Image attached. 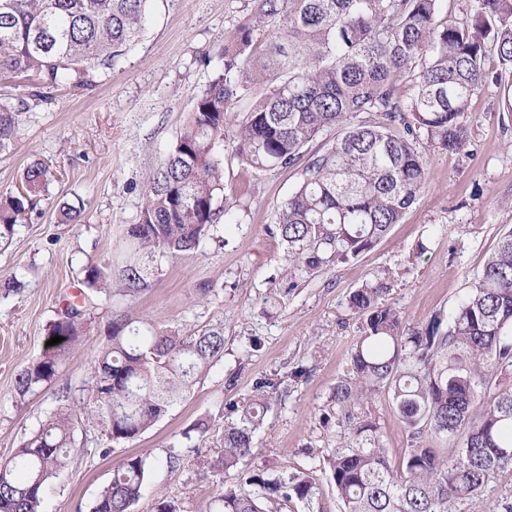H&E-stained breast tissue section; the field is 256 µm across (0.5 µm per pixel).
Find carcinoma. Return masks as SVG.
<instances>
[{
    "label": "carcinoma",
    "instance_id": "1",
    "mask_svg": "<svg viewBox=\"0 0 512 512\" xmlns=\"http://www.w3.org/2000/svg\"><path fill=\"white\" fill-rule=\"evenodd\" d=\"M151 0H0V81L24 74L37 83L0 94V152L13 146L23 117L51 100L63 80L92 85L97 71L142 37ZM224 33L222 69L141 188L136 222L126 225L115 262L85 268L82 284L136 300L154 284L162 262L186 259L229 213L223 205L224 145L258 170H298L278 208L276 233L296 272L371 250L402 223L428 178L420 141L448 152L470 146L468 104L492 89L512 114V0H471L470 18L442 16L444 0H256ZM270 22L266 40L256 36ZM500 69L485 68L487 52ZM414 87L401 96L402 82ZM378 115L379 122L362 119ZM322 149L304 156L317 139ZM53 177L29 163L14 190L0 191V241L9 240ZM378 278L349 295L363 335L334 387L342 445L327 456L340 512H454L512 471V231L475 279L448 322L438 315L409 327L387 303ZM92 327L69 302L46 328L63 338L15 379L23 398L57 377L62 358ZM103 342L86 396L57 408L0 465V512H41L45 489L70 464L79 423L102 421L106 444L137 439L204 378L224 355V329L194 336L158 328L127 308L97 325ZM281 382L261 379L256 399L228 403L239 413L224 430V456L212 468L237 469V487L216 493L209 512H287L317 494L313 468L284 475L246 466L254 433ZM391 400L409 431L401 469L386 461L380 424L366 405ZM206 423L183 433L166 455L178 470L183 449L198 452ZM444 436L448 447L427 439ZM152 461L130 454L114 469L91 512H131L143 496Z\"/></svg>",
    "mask_w": 512,
    "mask_h": 512
}]
</instances>
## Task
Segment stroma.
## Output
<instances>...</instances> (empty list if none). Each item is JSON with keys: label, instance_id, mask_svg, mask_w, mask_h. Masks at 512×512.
Returning a JSON list of instances; mask_svg holds the SVG:
<instances>
[{"label": "stroma", "instance_id": "35a3bbf8", "mask_svg": "<svg viewBox=\"0 0 512 512\" xmlns=\"http://www.w3.org/2000/svg\"><path fill=\"white\" fill-rule=\"evenodd\" d=\"M253 0H154L144 39L91 86L67 82L49 103L28 112L12 150L0 153V190L14 188L34 160L52 162L55 179L41 192L28 221L0 244V280L17 277V291L0 288V463L12 459L56 406V392L82 397L101 346L89 331L64 357L52 384L17 396V374L46 346V326L84 270L116 256L126 225L142 197L135 191L175 142L195 99L221 64L224 33ZM472 154L428 148L429 183L401 224L370 251L291 276L288 257L272 235L277 209L297 183L293 169L256 170L224 163L228 223L219 225L192 257L167 262L153 287L136 301L93 292L88 309L102 323L134 306L150 322L190 335L224 329V356L194 390L141 438L96 455L104 439L92 423L79 424L68 476L52 481L42 512H89L120 460L132 453L152 458L149 488L133 512H154L155 497L176 499L181 512H206L210 499L235 485L233 473L210 469L224 453V430L239 420L226 401L251 400L257 379L281 380V402L267 411L254 436L250 467L289 474L313 464L320 488L295 512H339L322 458L339 446L331 396L346 374L362 334L348 307L352 291L387 276L386 296L410 326L434 315L450 316L474 277L512 230V121L499 120L492 91L470 102ZM84 209L80 223L64 218L65 204ZM369 409L384 431L386 456L398 466L411 445L388 401ZM209 429L199 453L181 469H168L166 454L198 420ZM317 460L308 461L306 449Z\"/></svg>", "mask_w": 512, "mask_h": 512}]
</instances>
